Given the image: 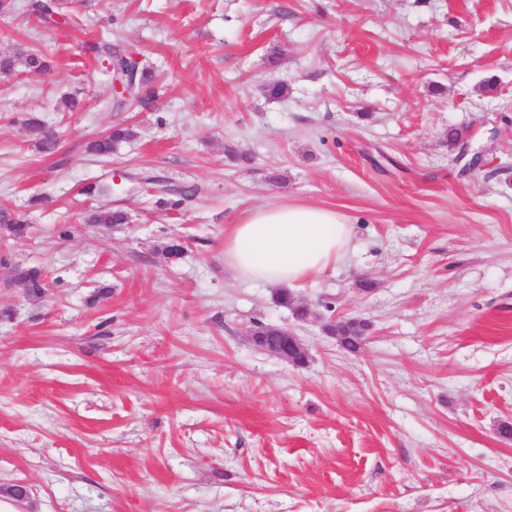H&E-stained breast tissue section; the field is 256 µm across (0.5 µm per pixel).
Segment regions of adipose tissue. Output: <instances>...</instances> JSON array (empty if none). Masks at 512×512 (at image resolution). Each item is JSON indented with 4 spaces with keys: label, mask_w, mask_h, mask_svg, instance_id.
<instances>
[{
    "label": "adipose tissue",
    "mask_w": 512,
    "mask_h": 512,
    "mask_svg": "<svg viewBox=\"0 0 512 512\" xmlns=\"http://www.w3.org/2000/svg\"><path fill=\"white\" fill-rule=\"evenodd\" d=\"M351 226L312 205L254 208L224 236V263L255 284L292 285L325 271L346 251Z\"/></svg>",
    "instance_id": "1"
}]
</instances>
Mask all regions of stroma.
I'll return each instance as SVG.
<instances>
[{
  "mask_svg": "<svg viewBox=\"0 0 512 512\" xmlns=\"http://www.w3.org/2000/svg\"><path fill=\"white\" fill-rule=\"evenodd\" d=\"M63 11L0 18V55L54 64L0 73V203L30 226L0 266V489L27 484L26 512H512V184L462 176L445 145L468 127L489 168L512 165V0ZM102 39L164 81L156 99L113 109ZM118 123L132 137L91 154ZM118 173L200 192L174 209L121 189L108 205L127 223H87L83 186ZM280 203L352 226L336 264L291 286L305 320L224 267L229 225ZM30 268L41 296L15 277ZM331 316L370 323L358 352ZM256 322L297 334L307 363L254 347ZM22 58L25 68L32 74H43L50 70V63L40 53L19 48L14 56H0V72H8L13 69L16 58ZM30 135L35 143V147L43 153L54 152L59 144L58 134L46 129L42 122L32 118L28 122Z\"/></svg>",
  "mask_w": 512,
  "mask_h": 512,
  "instance_id": "35a3bbf8",
  "label": "stroma"
}]
</instances>
